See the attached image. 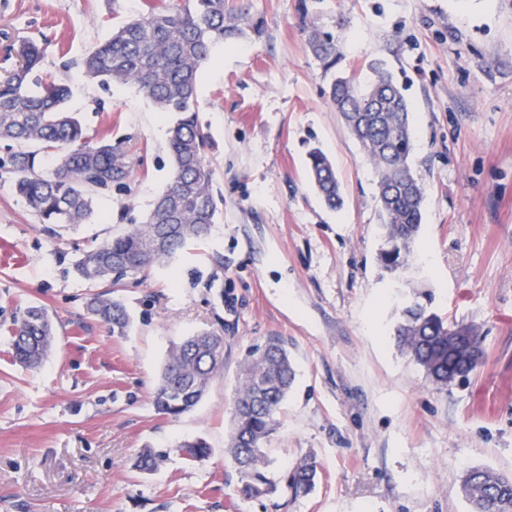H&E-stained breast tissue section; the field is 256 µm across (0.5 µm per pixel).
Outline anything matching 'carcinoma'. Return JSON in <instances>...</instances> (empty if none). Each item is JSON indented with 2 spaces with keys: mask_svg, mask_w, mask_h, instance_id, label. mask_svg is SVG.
Returning a JSON list of instances; mask_svg holds the SVG:
<instances>
[{
  "mask_svg": "<svg viewBox=\"0 0 512 512\" xmlns=\"http://www.w3.org/2000/svg\"><path fill=\"white\" fill-rule=\"evenodd\" d=\"M248 15L246 5L227 0H175L112 28L108 38L82 58L86 77L102 85L130 84L160 112L171 115L172 168L169 185L141 223L71 260L72 272L85 287L102 282L114 289L136 286L147 269L173 258L187 242L207 236L216 223L213 173L206 160L211 142L197 123L196 85L213 47L245 35L241 21ZM310 46L326 64L335 58L331 37L314 31ZM9 54L16 63L0 75V140L14 147L0 157V171L13 176L15 194L39 219L41 230L54 237L60 228L91 222L97 196L127 189L132 161L125 141L89 134L81 119L66 110L67 84L33 78L44 54L40 44L20 40ZM368 69L371 79L365 84L352 75L335 79L330 99L373 164L384 221L379 261L386 274L399 280L414 257L424 187L409 164L411 106L382 62L373 61ZM50 156L54 164L43 167L42 159ZM309 177L329 208L341 206L333 164L318 149L310 152ZM86 308L112 335H126L130 315L119 297L91 293ZM455 328L417 299L403 303L395 327L398 346L440 390L448 389L457 374L478 367L470 344L448 345ZM8 333L15 361L27 369L38 368L55 341L51 315L36 304L15 311ZM223 367L222 332L203 329L185 337L164 361L153 393L156 410L170 416L191 411ZM293 380L292 360L276 339L251 350L243 362L226 451L241 475L239 493L244 499L271 497L282 488L306 495L315 485L317 466L311 457L278 481L268 475L263 445L275 429ZM180 448L191 463L210 452L201 439ZM160 460V454L145 448L134 466L149 473ZM460 491L470 512H512L511 476L472 468L461 477Z\"/></svg>",
  "mask_w": 512,
  "mask_h": 512,
  "instance_id": "1",
  "label": "carcinoma"
}]
</instances>
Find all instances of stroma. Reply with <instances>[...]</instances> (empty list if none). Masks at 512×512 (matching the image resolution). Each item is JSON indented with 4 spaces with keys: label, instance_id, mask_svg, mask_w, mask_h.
<instances>
[{
    "label": "stroma",
    "instance_id": "stroma-1",
    "mask_svg": "<svg viewBox=\"0 0 512 512\" xmlns=\"http://www.w3.org/2000/svg\"><path fill=\"white\" fill-rule=\"evenodd\" d=\"M159 0H0L6 45L44 43L42 72L69 84V111L124 139L128 188L99 196L93 223L47 236L0 178V326L45 306L55 348L35 370L13 362L0 329V512H468L462 474L512 476V0H246L262 24L217 48L197 84L218 215L147 280L121 292L126 335L88 315L69 256L140 223L170 179L167 127L134 86L104 87L81 59ZM339 45L333 65L311 31ZM386 64L411 105V164L425 188L415 259L402 284L378 264L373 165L328 97L336 75ZM321 148L341 209L307 173ZM223 257L216 267L215 257ZM428 293L449 322L475 326L484 358L441 390L398 348L397 306ZM223 329L224 370L190 412L159 414L152 392L171 345ZM287 348L295 378L265 448L273 477L303 456L314 489L239 494L225 452L250 348ZM204 439L186 462L179 442ZM161 452L151 474L139 451Z\"/></svg>",
    "mask_w": 512,
    "mask_h": 512
}]
</instances>
